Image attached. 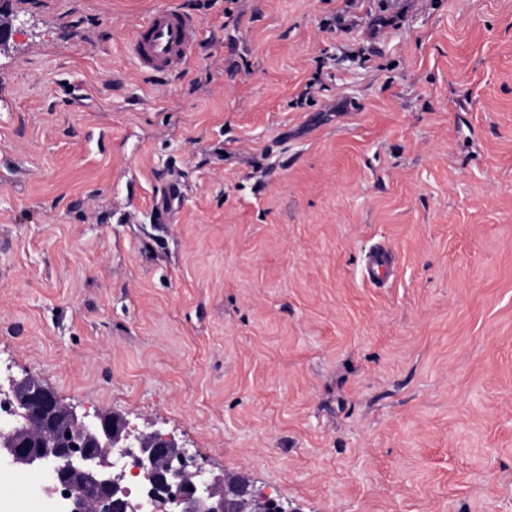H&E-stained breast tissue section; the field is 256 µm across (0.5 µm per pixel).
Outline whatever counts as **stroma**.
Returning <instances> with one entry per match:
<instances>
[{"label":"stroma","instance_id":"obj_1","mask_svg":"<svg viewBox=\"0 0 512 512\" xmlns=\"http://www.w3.org/2000/svg\"><path fill=\"white\" fill-rule=\"evenodd\" d=\"M172 3L162 79L125 46ZM0 11V376L289 512H512V0ZM196 34L193 21L180 9L168 6L135 27L127 52L138 67L165 74L190 58ZM394 269L392 253L386 249H376L368 257L364 275L377 283H384Z\"/></svg>","mask_w":512,"mask_h":512}]
</instances>
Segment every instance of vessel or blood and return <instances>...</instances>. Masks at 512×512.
<instances>
[{
  "mask_svg": "<svg viewBox=\"0 0 512 512\" xmlns=\"http://www.w3.org/2000/svg\"><path fill=\"white\" fill-rule=\"evenodd\" d=\"M196 34L193 21L180 9L169 6L136 26L127 52L138 67L165 74L180 68L190 58ZM393 269L391 252L379 248L369 255L364 274L383 283Z\"/></svg>",
  "mask_w": 512,
  "mask_h": 512,
  "instance_id": "b4317fda",
  "label": "vessel or blood"
}]
</instances>
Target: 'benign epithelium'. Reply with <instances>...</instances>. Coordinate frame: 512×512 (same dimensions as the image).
Masks as SVG:
<instances>
[{
  "instance_id": "benign-epithelium-1",
  "label": "benign epithelium",
  "mask_w": 512,
  "mask_h": 512,
  "mask_svg": "<svg viewBox=\"0 0 512 512\" xmlns=\"http://www.w3.org/2000/svg\"><path fill=\"white\" fill-rule=\"evenodd\" d=\"M0 417V461L51 474L63 492L57 512H138L128 499V476L147 483L151 512H288L284 504L238 478L208 473L172 438L154 429L131 436L110 410L90 415L62 403L34 375L8 379ZM133 458L126 472L112 462Z\"/></svg>"
}]
</instances>
